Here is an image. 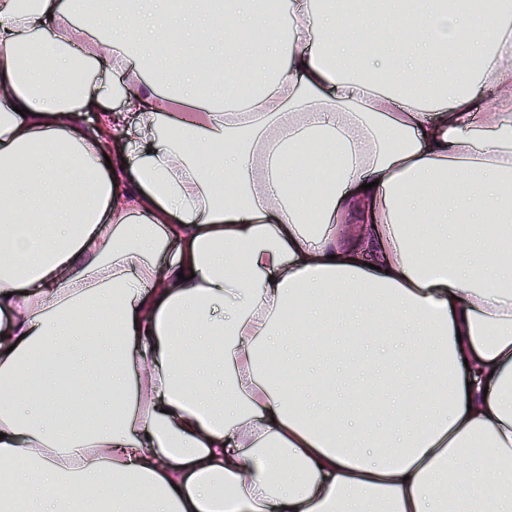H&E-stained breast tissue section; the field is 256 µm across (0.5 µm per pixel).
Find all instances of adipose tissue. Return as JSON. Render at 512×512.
I'll return each instance as SVG.
<instances>
[{"mask_svg":"<svg viewBox=\"0 0 512 512\" xmlns=\"http://www.w3.org/2000/svg\"><path fill=\"white\" fill-rule=\"evenodd\" d=\"M145 2L93 39L83 0H0V512H512V0L359 33L348 0ZM455 45L492 106L453 72L420 101ZM340 328L399 371L314 377Z\"/></svg>","mask_w":512,"mask_h":512,"instance_id":"1","label":"adipose tissue"}]
</instances>
